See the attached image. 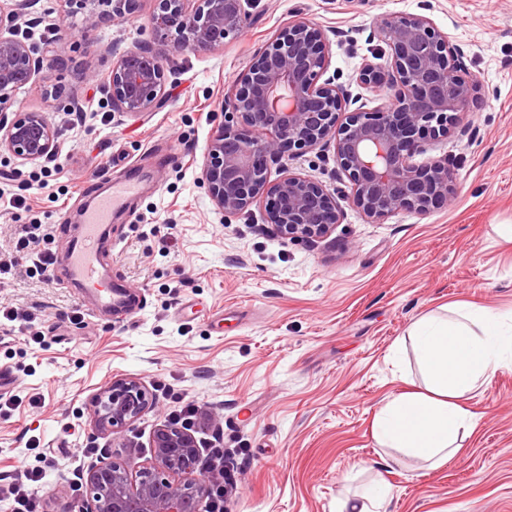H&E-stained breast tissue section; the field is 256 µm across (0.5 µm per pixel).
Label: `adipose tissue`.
Listing matches in <instances>:
<instances>
[{"instance_id": "ef3b65f1", "label": "adipose tissue", "mask_w": 512, "mask_h": 512, "mask_svg": "<svg viewBox=\"0 0 512 512\" xmlns=\"http://www.w3.org/2000/svg\"><path fill=\"white\" fill-rule=\"evenodd\" d=\"M423 388L402 391L375 414L379 447L434 467L458 458L473 415L463 401L512 363V322L472 305L429 311L407 330Z\"/></svg>"}]
</instances>
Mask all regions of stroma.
<instances>
[{
  "label": "stroma",
  "mask_w": 512,
  "mask_h": 512,
  "mask_svg": "<svg viewBox=\"0 0 512 512\" xmlns=\"http://www.w3.org/2000/svg\"><path fill=\"white\" fill-rule=\"evenodd\" d=\"M154 0L98 29L56 33L33 0L20 32L44 51L40 91L13 109L40 112L63 145L57 173L0 149V187L20 198L0 206V263L15 276L0 305L35 318L47 334L28 341L0 328V365L21 380L20 406L0 415V474L48 459L45 512L75 500L72 475L88 464L78 448L146 465L149 439L172 396L200 406L192 429L223 434L238 488L227 512H336L342 493L385 482L388 512H512V366L471 394L472 434L457 461L432 469L384 449L372 420L403 390L395 351L407 326L443 304L473 303L512 314V0H257L242 32L222 49H167L166 101L140 114L111 111L106 85L87 80L147 28ZM423 15L447 34L478 85L464 129L432 142L459 188L453 204L396 211L372 222L349 200L332 146L290 152L268 177L304 176L334 193L340 220L315 242L273 233L263 205L225 217L202 170L222 122L224 94L254 54L288 21L324 32L328 75L367 111L384 100L355 82L367 63L384 68L377 19ZM91 103L74 123L46 90ZM144 176L142 193L112 218V278L136 295L134 313L90 316L63 287L71 239L88 195L110 175ZM41 230L29 252L15 243ZM51 255L50 277L30 271ZM135 378L156 392L155 408L120 437L95 432L90 398L112 380Z\"/></svg>",
  "instance_id": "stroma-1"
}]
</instances>
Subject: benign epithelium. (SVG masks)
Segmentation results:
<instances>
[{
    "mask_svg": "<svg viewBox=\"0 0 512 512\" xmlns=\"http://www.w3.org/2000/svg\"><path fill=\"white\" fill-rule=\"evenodd\" d=\"M149 27L158 43L136 46L112 62L106 76L112 110L136 114L166 94L163 65L169 47L221 49L240 33L253 0H155ZM31 0H0V149L23 161L57 159L62 145L40 112L9 109L37 89L42 58L19 37ZM377 31L389 65H364L357 83L391 103L373 112L350 109L348 90L321 80L328 51L320 27L305 18L281 27L224 95V121L216 129L203 169L217 209L230 217L266 200L274 230L290 239L326 235L339 222L336 200L322 186L293 173L268 179V162L285 149L312 150L334 143V158L351 185L352 202L380 220L405 208L427 212L457 196L445 159L418 163L427 143L448 137L474 97L461 75L459 49L430 18H384ZM94 428L119 435L153 409L145 385L115 380L90 400ZM150 447L154 462L135 466L111 459L87 467L78 512H197L214 481L197 466L194 437L161 424Z\"/></svg>",
    "mask_w": 512,
    "mask_h": 512,
    "instance_id": "7a95c632",
    "label": "benign epithelium"
}]
</instances>
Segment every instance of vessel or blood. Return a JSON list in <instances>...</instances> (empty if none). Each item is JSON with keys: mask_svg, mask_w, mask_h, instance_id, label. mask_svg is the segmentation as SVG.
I'll list each match as a JSON object with an SVG mask.
<instances>
[{"mask_svg": "<svg viewBox=\"0 0 512 512\" xmlns=\"http://www.w3.org/2000/svg\"><path fill=\"white\" fill-rule=\"evenodd\" d=\"M140 191L141 185L135 178L110 179L107 193L97 197L94 205L84 211L81 222L73 230L67 277L74 287L91 291L98 308L127 312L133 309L126 287L104 275L100 245L112 222L113 211L125 208Z\"/></svg>", "mask_w": 512, "mask_h": 512, "instance_id": "obj_1", "label": "vessel or blood"}]
</instances>
